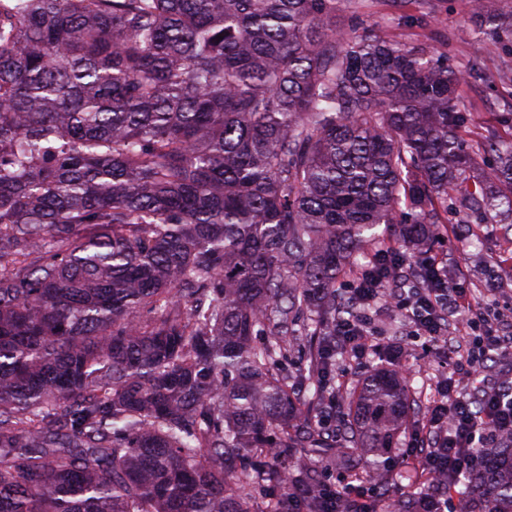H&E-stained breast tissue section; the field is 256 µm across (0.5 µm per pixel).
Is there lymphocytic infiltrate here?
Instances as JSON below:
<instances>
[{
	"label": "lymphocytic infiltrate",
	"instance_id": "lymphocytic-infiltrate-1",
	"mask_svg": "<svg viewBox=\"0 0 512 512\" xmlns=\"http://www.w3.org/2000/svg\"><path fill=\"white\" fill-rule=\"evenodd\" d=\"M419 286L404 294L387 289V276L366 275L354 281L348 290L363 308L381 301H392L411 321L414 332L430 342H443L449 323L472 327L475 300L454 278L442 275L437 264L420 267ZM512 435V400L503 391L488 389L478 401L460 396L453 379L438 388L421 419L415 424L408 442V459L427 478H435L448 469H468L475 460L476 441H488Z\"/></svg>",
	"mask_w": 512,
	"mask_h": 512
}]
</instances>
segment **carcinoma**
Listing matches in <instances>:
<instances>
[{"label": "carcinoma", "instance_id": "obj_1", "mask_svg": "<svg viewBox=\"0 0 512 512\" xmlns=\"http://www.w3.org/2000/svg\"><path fill=\"white\" fill-rule=\"evenodd\" d=\"M471 35L512 37L501 0ZM352 0H0V512H325L316 462L378 486L396 366L325 376L336 281L376 229L512 215V142L472 149L446 59ZM308 338L307 400L279 364ZM442 476L512 512V439ZM260 488L263 500L248 492Z\"/></svg>", "mask_w": 512, "mask_h": 512}]
</instances>
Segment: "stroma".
Masks as SVG:
<instances>
[{
    "mask_svg": "<svg viewBox=\"0 0 512 512\" xmlns=\"http://www.w3.org/2000/svg\"><path fill=\"white\" fill-rule=\"evenodd\" d=\"M374 24L379 25L381 35L445 54L450 65L466 72L458 95L470 115L462 133L468 144H476L490 130L501 141L512 140V42L470 36L471 0H360L336 14V27L341 31ZM478 60L486 68L481 75L470 71ZM448 221L455 234L466 238V251H459L453 240L443 237L430 249L409 252L410 265L439 262L476 297L478 313L490 314L512 304V232L498 224L466 223L463 214L455 210L449 211ZM368 317L382 346H401L400 361L412 372L416 403L427 404L438 382L450 373L461 393H472L476 381L467 370H449L450 364L467 352L471 339L452 330L446 345H434L413 335L402 313L383 302L372 306Z\"/></svg>",
    "mask_w": 512,
    "mask_h": 512,
    "instance_id": "1",
    "label": "stroma"
}]
</instances>
